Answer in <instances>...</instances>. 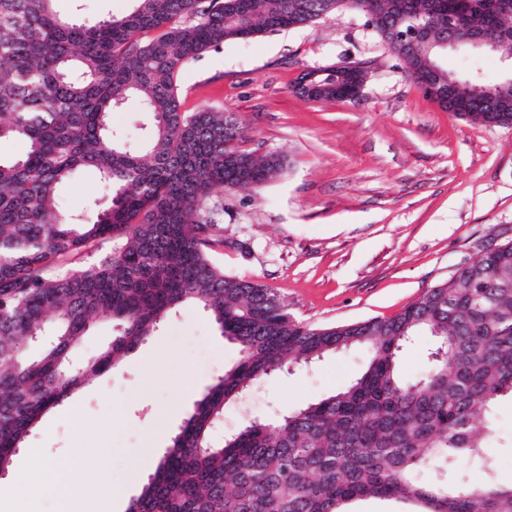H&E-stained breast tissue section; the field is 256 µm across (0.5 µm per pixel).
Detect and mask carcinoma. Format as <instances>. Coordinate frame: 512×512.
I'll return each mask as SVG.
<instances>
[{
	"label": "carcinoma",
	"mask_w": 512,
	"mask_h": 512,
	"mask_svg": "<svg viewBox=\"0 0 512 512\" xmlns=\"http://www.w3.org/2000/svg\"><path fill=\"white\" fill-rule=\"evenodd\" d=\"M58 0H0V473L50 409L105 372L173 311L198 304L241 347L238 362L201 391L126 512H346L356 500L417 503L421 512H512V487L419 478L432 465L486 462L489 414L512 395V241L392 317L329 327L296 320L270 288L228 275L208 253L224 214L220 192L281 177V154L237 148L230 112L182 110L183 67L230 40L304 26L347 7L386 47L424 24L464 37L483 30L512 43V0H133L126 15L76 23ZM413 81L437 67L452 82L438 105L474 123L512 125V77L489 85L441 63L439 49L405 61ZM344 92L360 70L341 63ZM336 101V65L314 69ZM130 103L148 116L131 146L112 128ZM94 171L111 193L104 209L70 212L61 188ZM90 265L59 262L90 244ZM112 342L71 362L95 323ZM436 348L423 374L403 378L399 360L416 336ZM370 352L344 388L273 421H249L217 441L214 424L254 384L348 347Z\"/></svg>",
	"instance_id": "1"
}]
</instances>
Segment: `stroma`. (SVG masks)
<instances>
[{
	"label": "stroma",
	"mask_w": 512,
	"mask_h": 512,
	"mask_svg": "<svg viewBox=\"0 0 512 512\" xmlns=\"http://www.w3.org/2000/svg\"><path fill=\"white\" fill-rule=\"evenodd\" d=\"M132 0H62L79 22L119 17ZM372 64L357 99L301 96L304 70ZM448 69L488 83L504 51L448 53ZM182 108L234 113L242 150L284 154L276 181L225 192L221 239L210 257L225 273L276 291L299 320L320 326L390 317L446 281L482 246L512 240V125L472 123L443 111L408 78L363 15L341 9L307 26L225 42L178 77ZM240 356L207 313L186 305L109 372L45 416L28 447L84 478L75 447L112 453V485L147 480L197 395ZM363 348L337 352L253 386L226 406L214 438L246 420H271L346 386ZM487 456L512 476V397L494 413Z\"/></svg>",
	"instance_id": "1"
}]
</instances>
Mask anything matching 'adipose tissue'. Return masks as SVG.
<instances>
[{"label": "adipose tissue", "mask_w": 512, "mask_h": 512, "mask_svg": "<svg viewBox=\"0 0 512 512\" xmlns=\"http://www.w3.org/2000/svg\"><path fill=\"white\" fill-rule=\"evenodd\" d=\"M25 465L34 474L32 493L13 487L0 486V512H34L33 493L51 492L59 502L58 512H107L113 499L119 498L109 477L112 457L108 452H96L88 464V479L75 481L68 471L48 462L36 451H28Z\"/></svg>", "instance_id": "obj_1"}]
</instances>
